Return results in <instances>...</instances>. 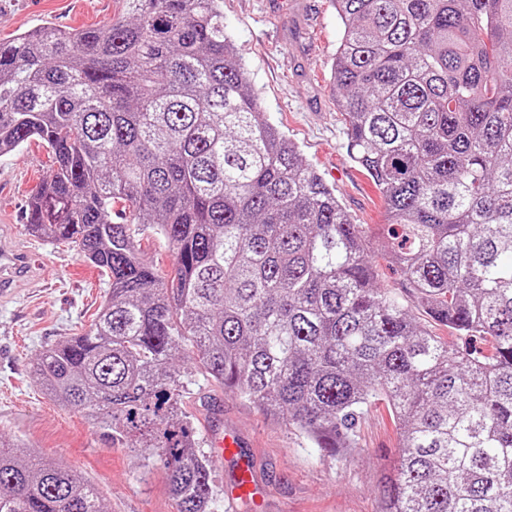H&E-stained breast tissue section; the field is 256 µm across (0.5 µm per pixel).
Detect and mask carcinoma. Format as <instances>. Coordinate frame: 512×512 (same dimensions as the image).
Here are the masks:
<instances>
[{"label": "carcinoma", "instance_id": "1", "mask_svg": "<svg viewBox=\"0 0 512 512\" xmlns=\"http://www.w3.org/2000/svg\"><path fill=\"white\" fill-rule=\"evenodd\" d=\"M122 2L109 26L0 41V153L38 141L54 159L27 229L111 282L90 331L39 354L45 393L161 463L178 512L213 499L185 350L333 455L385 405L400 457L379 512H512V0H332L330 81L381 195L374 236L269 121L224 0ZM146 225L167 277L141 255ZM375 253L410 299L380 287ZM0 512L107 510L84 476L0 439ZM138 244L145 257L149 259L157 268L163 271H170L172 266V256L163 240L153 234L151 229L140 235ZM413 316L418 322L427 325L429 329H431L436 335L443 337L445 340L448 339L449 348L461 347L463 343H465L464 338L455 335V333H452L450 330H448V327L434 322L423 310L414 309Z\"/></svg>", "mask_w": 512, "mask_h": 512}]
</instances>
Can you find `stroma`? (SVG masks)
Segmentation results:
<instances>
[{
  "mask_svg": "<svg viewBox=\"0 0 512 512\" xmlns=\"http://www.w3.org/2000/svg\"><path fill=\"white\" fill-rule=\"evenodd\" d=\"M121 9L119 0H0V40L47 22L101 26ZM224 29L270 121L334 188L354 223L377 232L380 194L348 155L344 116L329 88L342 38L331 0H224ZM49 171L47 149L38 142L0 154V251L27 245L35 263L31 282L12 300L0 301V438L23 441L88 477L108 512H177L162 464H147L137 450L102 439L80 412L46 396L33 377L38 354L89 330L111 291L107 276L75 247L46 243L26 230L28 201ZM183 406L209 456L213 512H248L224 499L235 465L211 453L209 420L216 412L241 434L260 485L269 489L264 512H378L380 477L399 456L386 406L362 417L358 446L344 456L314 448L294 428L268 419L199 372Z\"/></svg>",
  "mask_w": 512,
  "mask_h": 512,
  "instance_id": "35a3bbf8",
  "label": "stroma"
}]
</instances>
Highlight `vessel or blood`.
<instances>
[{"label": "vessel or blood", "mask_w": 512, "mask_h": 512, "mask_svg": "<svg viewBox=\"0 0 512 512\" xmlns=\"http://www.w3.org/2000/svg\"><path fill=\"white\" fill-rule=\"evenodd\" d=\"M33 275V266L26 251L0 252V299L7 297ZM242 439L235 430L217 431L211 436L214 451L233 460L236 473L226 496L229 503L248 506L250 512H257L261 490L255 476L254 462L241 448Z\"/></svg>", "instance_id": "b4317fda"}]
</instances>
